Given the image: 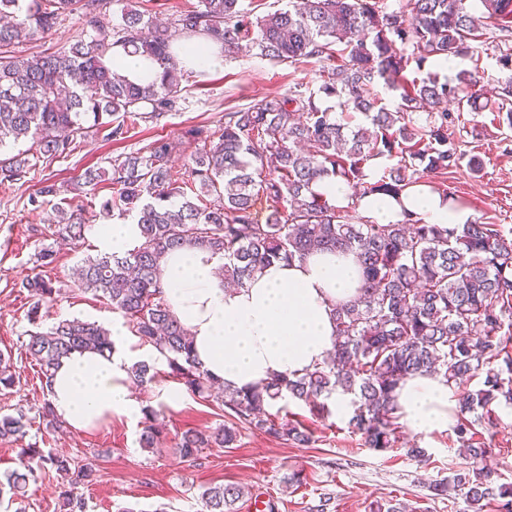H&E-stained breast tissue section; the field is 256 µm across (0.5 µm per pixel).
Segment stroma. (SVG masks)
<instances>
[{
    "instance_id": "stroma-1",
    "label": "stroma",
    "mask_w": 512,
    "mask_h": 512,
    "mask_svg": "<svg viewBox=\"0 0 512 512\" xmlns=\"http://www.w3.org/2000/svg\"><path fill=\"white\" fill-rule=\"evenodd\" d=\"M488 43L478 60L459 61L463 70L479 67L476 89L488 109L462 112L451 134L461 160L431 180L442 185L454 203L470 210L474 221L511 227L512 128L499 123L490 108L497 105L504 79L512 73L503 64L504 55L512 53V40L492 29ZM321 69L315 61L292 66L256 55H236L208 70L202 82L188 83L181 109L161 121L140 124L120 142L88 137L68 158L38 164L27 183L0 184V352L11 355L17 377L13 388L0 389V416L25 413L30 420L27 442L93 463V483L78 490L87 504L86 512H117L121 507L133 512H202V491L219 484L248 489L238 512H248L257 499L265 503L261 512H371L373 504L389 499L406 503L413 512H469L462 496L440 497L432 490L436 480L465 469L468 463L449 427L422 434L407 431L398 448L378 452L363 447L359 436L350 432L348 414L334 412L320 419L310 413L308 405L284 400L281 408L303 420L312 434L310 443L298 446L243 425L233 447L206 448L187 461L177 449L183 432L234 423L233 412L220 400L189 394L174 407L153 403L165 427L155 449L140 447L141 422L122 416L82 432L63 425L46 430L38 417L45 395L35 368L20 349L19 338L30 327L28 311L33 303L21 281L35 267L39 252L56 246L54 262L42 273L61 290L44 314L43 326L79 318L107 327L113 316L111 305L74 289L71 282L73 268L98 253L92 228L101 221L97 204L110 196L109 186L103 183L94 190L97 204L85 213L89 229L84 240L59 246L55 226L49 221L55 203L40 196L42 180L70 183L86 168L108 167L118 155L138 151L159 138L175 144V166L190 164L205 138L217 137L225 113L263 96L287 92L297 83L315 90L318 107L336 110V98L318 91ZM495 414L496 427L483 431L482 439L492 450L494 482L512 485V407H496ZM415 444L426 449L425 461L407 456V447ZM294 475L301 484L292 491L287 480ZM62 488L58 472L45 467L36 482L29 484L24 498L13 502L0 498V512H60Z\"/></svg>"
}]
</instances>
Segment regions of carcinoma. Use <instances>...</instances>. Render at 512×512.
<instances>
[{
	"label": "carcinoma",
	"mask_w": 512,
	"mask_h": 512,
	"mask_svg": "<svg viewBox=\"0 0 512 512\" xmlns=\"http://www.w3.org/2000/svg\"><path fill=\"white\" fill-rule=\"evenodd\" d=\"M0 0V147L5 140L31 142L36 158H66L90 135L126 139L129 127L158 122L175 112L183 83L202 72L173 61L172 45L201 38L224 57L243 51L275 63L314 59L324 64L319 92L338 99L340 114L315 105V92L299 84L224 115L217 139L184 169L172 165L174 146L164 138L145 151L118 156L106 169H88L67 186L48 180L39 193L58 196L56 233L78 242L87 230L86 188L112 186L100 205L132 217L140 244L124 254L88 256L72 271L79 289L91 292L122 313L141 342L166 358L168 376L200 397L222 390L224 404L253 429L294 444L312 434L299 422L269 412L286 398L309 405L315 415L331 414L322 398L351 396L349 429L363 446L382 451L403 436L398 389L408 377L440 375L463 387L482 375V384L463 393L454 432L469 456V467L434 484L437 496L458 492L472 512L492 502L512 512V486L497 485L487 464L489 450L475 439L477 428L495 427L499 405L512 406V229L500 224H373L338 207L312 186L328 175L342 178L353 192L395 196L419 183L418 171L441 174L460 162L448 130L454 113L443 102L484 110L473 92L479 71L463 70L442 81L424 70L431 59L474 56L492 27L512 33V0H481L477 17L468 0H405L388 12L382 0H301L252 20L240 0H197L161 23L140 10L139 0ZM78 14L80 38L50 53L19 55L15 48L50 34ZM114 47L150 57L162 66L153 81L134 84L105 65ZM414 76L408 77L410 66ZM399 92L390 106L375 91L378 82ZM366 124L351 126L355 115ZM93 123L85 125L86 117ZM398 158L380 178L366 180L371 160ZM28 155H0V179L24 184L34 171ZM319 247L351 253L362 270L360 295L335 307L336 342L331 357L294 379L273 378L247 391L222 386L195 361L187 330L171 313L162 290L164 257L199 248L224 257V282L244 285L273 261L301 260ZM22 287L34 302L32 329L21 348L46 390L60 361L75 353L113 349L110 331L94 322L60 320L40 331V312L61 295L41 273ZM154 367H132L133 382L155 381ZM11 357L0 354V385L15 384ZM25 414L0 416V437L22 441ZM157 413L145 411L139 443L152 448L162 437ZM237 427L187 431L178 447L195 458L205 448H230ZM20 468L0 481L17 495L34 474L53 467L68 478L60 492L63 512H85L78 488L92 482L90 464L32 445L18 449ZM244 488L215 485L202 495L205 512H236Z\"/></svg>",
	"instance_id": "carcinoma-1"
}]
</instances>
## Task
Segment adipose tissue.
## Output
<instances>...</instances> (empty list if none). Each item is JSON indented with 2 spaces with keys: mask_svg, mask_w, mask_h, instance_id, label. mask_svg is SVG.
<instances>
[{
  "mask_svg": "<svg viewBox=\"0 0 512 512\" xmlns=\"http://www.w3.org/2000/svg\"><path fill=\"white\" fill-rule=\"evenodd\" d=\"M355 203L378 224L409 216L425 224L471 221L468 210L421 186ZM221 262V256L200 249L171 253L163 262L165 299L188 329L204 369L240 390L322 365L334 343V306L358 294L361 278L353 255L318 252L302 261L274 262L238 289L215 277ZM112 341V351L72 354L54 373L50 401L72 430L96 427L115 415L135 422L144 414L143 404L130 395V368L160 353L136 346L120 323L112 326ZM451 398L447 383L434 376L410 378L398 391L402 416L417 433L449 425Z\"/></svg>",
  "mask_w": 512,
  "mask_h": 512,
  "instance_id": "ef3b65f1",
  "label": "adipose tissue"
}]
</instances>
